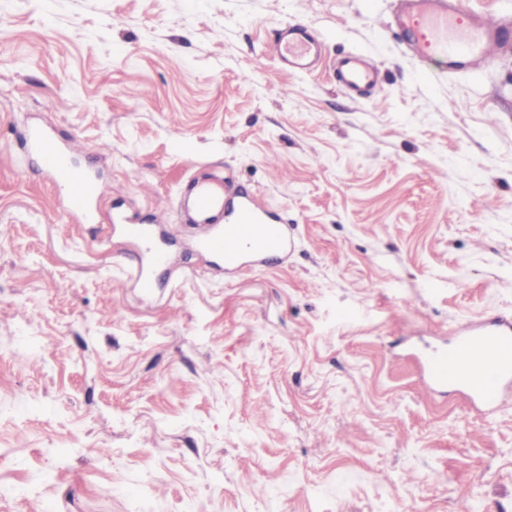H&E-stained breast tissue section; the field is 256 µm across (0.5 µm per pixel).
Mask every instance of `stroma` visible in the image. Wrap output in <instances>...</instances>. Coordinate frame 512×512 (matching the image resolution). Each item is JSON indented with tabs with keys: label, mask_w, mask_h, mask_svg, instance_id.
Instances as JSON below:
<instances>
[{
	"label": "stroma",
	"mask_w": 512,
	"mask_h": 512,
	"mask_svg": "<svg viewBox=\"0 0 512 512\" xmlns=\"http://www.w3.org/2000/svg\"><path fill=\"white\" fill-rule=\"evenodd\" d=\"M393 2L0 0V512H512V394L483 414L417 360L512 319V51L421 64ZM292 21L325 39L306 74L269 48ZM31 125L107 184L95 220ZM203 174L286 213L288 252L198 253ZM159 205L146 295L112 217ZM378 69L360 55L346 57L338 72V83L346 89H355L362 85L376 83ZM26 147L62 190L64 210L89 221L105 196V189L93 172L78 166L75 147L58 142L48 129L39 126L29 129Z\"/></svg>",
	"instance_id": "stroma-1"
}]
</instances>
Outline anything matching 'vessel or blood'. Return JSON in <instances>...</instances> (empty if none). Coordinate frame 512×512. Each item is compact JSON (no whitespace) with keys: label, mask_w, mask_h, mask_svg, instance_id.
I'll return each mask as SVG.
<instances>
[{"label":"vessel or blood","mask_w":512,"mask_h":512,"mask_svg":"<svg viewBox=\"0 0 512 512\" xmlns=\"http://www.w3.org/2000/svg\"><path fill=\"white\" fill-rule=\"evenodd\" d=\"M394 17L419 61L436 60L452 71L469 69L512 47L511 18L489 20L463 8L460 0H396ZM271 46L295 73L308 71L320 54L317 35L300 22L278 28ZM377 75V68L367 59L351 55L341 64L338 83L346 89L371 86ZM26 147L60 187L65 211L91 219L105 189L93 172L78 166L75 147L58 142L39 126L29 129ZM188 192L191 221L198 233L194 244L225 269H239L245 258L266 259L290 247L287 216L260 205L230 182L193 177ZM122 234L146 255L139 286L143 293H150L159 287L156 272L168 264L169 255L149 225L129 222L123 224ZM453 335L451 348L433 349L424 359L434 385L460 390L487 411L500 410L512 392V323L480 325L465 320L454 326Z\"/></svg>","instance_id":"vessel-or-blood-1"}]
</instances>
